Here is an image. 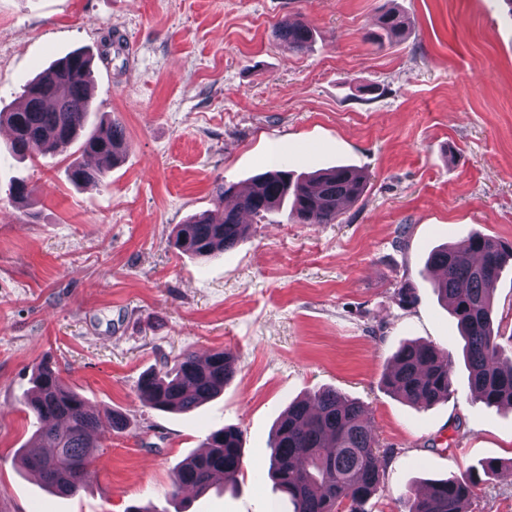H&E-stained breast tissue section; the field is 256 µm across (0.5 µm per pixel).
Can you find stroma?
Masks as SVG:
<instances>
[{"label": "stroma", "mask_w": 512, "mask_h": 512, "mask_svg": "<svg viewBox=\"0 0 512 512\" xmlns=\"http://www.w3.org/2000/svg\"><path fill=\"white\" fill-rule=\"evenodd\" d=\"M405 39L367 41L388 6ZM302 18L307 49L272 27ZM92 54L91 122L124 123L104 183L70 158L18 159L0 131V503L6 512H291L267 477L289 402L333 388L362 402L383 475L365 512H401L406 488L499 461L468 512H512V411L471 396L456 322L426 262L473 234L512 241V7L506 0H0V111L70 53ZM278 160L295 173L350 165L362 197L333 224L252 221L200 258L175 225L213 209L217 181L247 186ZM24 183L26 200L9 194ZM415 301L403 305V284ZM452 352L453 394L419 411L382 378L405 343ZM230 350L238 372L193 412L150 408L143 373ZM50 362L102 426L91 480L60 497L21 469L24 408ZM243 434L237 483L168 504L172 473L210 431ZM107 171L102 168H91L86 163L75 164L70 169V179L75 184L97 185L105 180Z\"/></svg>", "instance_id": "35a3bbf8"}]
</instances>
